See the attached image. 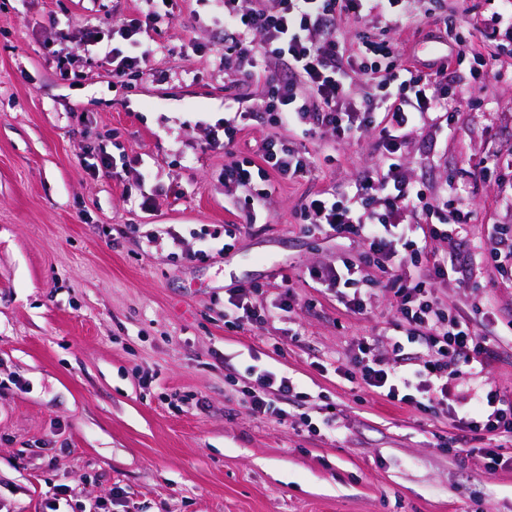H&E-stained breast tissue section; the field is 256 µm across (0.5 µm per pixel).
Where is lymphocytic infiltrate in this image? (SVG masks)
I'll return each instance as SVG.
<instances>
[{
    "label": "lymphocytic infiltrate",
    "mask_w": 512,
    "mask_h": 512,
    "mask_svg": "<svg viewBox=\"0 0 512 512\" xmlns=\"http://www.w3.org/2000/svg\"><path fill=\"white\" fill-rule=\"evenodd\" d=\"M144 18H121L112 24L116 44L99 63L113 84L153 73L156 50L141 36L169 14L161 0H149ZM418 0H271L269 7H249L247 0H223L225 76L262 78L267 97L260 107L286 134L265 140L259 161H234L224 167L225 184L263 196L271 176L283 179L311 173L317 159L298 151L294 135L332 136L340 142L376 132L380 159L352 189L310 195L303 207L310 232H331L357 239L369 261L381 271L380 285L392 293L408 331L405 341L424 349L416 366L382 362L379 338L361 336L343 365L350 380L376 390L389 402L449 417L463 431H496L512 437V401L490 390L478 396L473 410L458 411L448 384L450 367L485 364L493 355L490 337L480 335L461 315L441 309L436 281L453 276L448 258H430L428 243L450 240L471 221L459 198L431 197L404 172L401 149L409 136L426 130L433 114L448 109L446 67L424 73L404 65L391 41L359 36L353 46L339 39L344 19L375 15L400 23L411 20ZM286 63L287 74L277 70ZM366 77L369 90L356 98L353 85ZM318 283L335 289L346 311L366 310V289L356 264L342 261L316 271ZM261 389L249 393V415L279 413V401L296 397L290 378L259 374Z\"/></svg>",
    "instance_id": "obj_1"
}]
</instances>
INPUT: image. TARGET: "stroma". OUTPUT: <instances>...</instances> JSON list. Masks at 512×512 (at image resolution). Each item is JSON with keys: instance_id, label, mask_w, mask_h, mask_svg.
<instances>
[{"instance_id": "obj_1", "label": "stroma", "mask_w": 512, "mask_h": 512, "mask_svg": "<svg viewBox=\"0 0 512 512\" xmlns=\"http://www.w3.org/2000/svg\"><path fill=\"white\" fill-rule=\"evenodd\" d=\"M143 7L0 0V512H47L59 488L73 512L103 502L112 512H512V466L486 469L458 452L451 420L336 372L358 336L381 337L388 360L393 337L404 356L423 352L407 343L390 293L373 288L355 315L309 276L348 259L380 277L356 239L307 233L301 216L308 195L376 162V134L296 139L317 169L271 177L245 223L246 192L225 187L224 166L257 159L283 130L254 109L260 83L225 88L210 0H170L169 22L148 33L160 47L154 77L113 85L85 26ZM496 12H512V0H443L398 27L370 24L407 65H447L449 89L469 84L471 54L493 57L497 71L476 100L455 103L452 133L417 131L402 148L427 194L471 205L465 232L429 244L456 258L439 300L496 340L481 373L463 366L449 378L463 409L480 390L512 399V282L484 263L494 227H512V50L484 31ZM449 28L464 41L459 64L446 62ZM228 121L239 129L229 151L213 139ZM98 145L113 169L87 166ZM489 156L499 166L473 182ZM145 195L152 210L139 208ZM228 224L231 248L209 249V233ZM155 230L164 237L147 246ZM238 288L269 312L263 329L225 324L223 300ZM252 365L297 385L281 415L245 411Z\"/></svg>"}]
</instances>
